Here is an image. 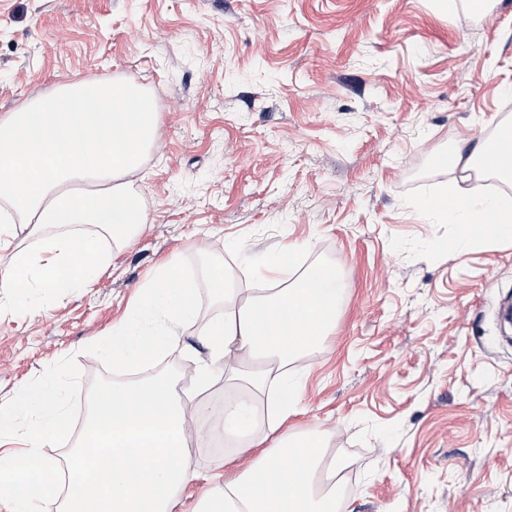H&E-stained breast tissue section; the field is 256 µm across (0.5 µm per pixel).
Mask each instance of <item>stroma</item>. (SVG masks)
<instances>
[{"label": "stroma", "instance_id": "obj_1", "mask_svg": "<svg viewBox=\"0 0 512 512\" xmlns=\"http://www.w3.org/2000/svg\"><path fill=\"white\" fill-rule=\"evenodd\" d=\"M143 82L156 149L134 179L149 220L109 266L65 298L0 310V404L61 358L83 385L105 375L84 353L129 319L156 268L223 258L252 287L243 254L306 244L347 294L336 332L300 361L289 432L320 437L355 482L343 512H512V241L461 256L453 224L415 201L452 184L438 153L512 118V0H0V114L65 80ZM237 240L240 253L224 243ZM203 300L163 366L179 394L207 385ZM186 450L196 473L173 512H196L225 462Z\"/></svg>", "mask_w": 512, "mask_h": 512}]
</instances>
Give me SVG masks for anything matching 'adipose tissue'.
<instances>
[{"mask_svg":"<svg viewBox=\"0 0 512 512\" xmlns=\"http://www.w3.org/2000/svg\"><path fill=\"white\" fill-rule=\"evenodd\" d=\"M158 139L153 98L137 85L75 80L0 114V306H15L31 289L54 296L91 284L148 221L132 177ZM487 140L459 143L441 154L442 169L512 182V158L487 164ZM421 213L459 225L446 243L462 254L488 240L512 239V196L439 190L418 203ZM32 245L20 246V237ZM305 247L296 242L250 252L246 263L260 288H235L223 264L222 310L201 329L211 363L223 362L224 438L238 447L270 450L204 497L200 512H336L342 462L327 459L320 440L282 429L298 381L288 365L323 344L336 329L345 286L336 268L290 272ZM262 371L240 377L241 362Z\"/></svg>","mask_w":512,"mask_h":512,"instance_id":"ef3b65f1","label":"adipose tissue"}]
</instances>
